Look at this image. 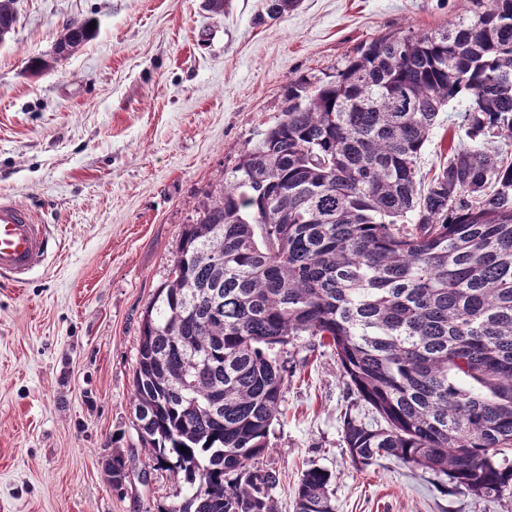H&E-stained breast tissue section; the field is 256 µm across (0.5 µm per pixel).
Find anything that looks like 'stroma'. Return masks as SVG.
<instances>
[{
  "label": "stroma",
  "instance_id": "stroma-1",
  "mask_svg": "<svg viewBox=\"0 0 512 512\" xmlns=\"http://www.w3.org/2000/svg\"><path fill=\"white\" fill-rule=\"evenodd\" d=\"M0 44V198L31 209L59 249L24 283L0 277V512H168L186 487L157 467L132 403L142 317L185 224L281 116L289 83L343 70L364 45L470 15L472 0H18ZM92 40L41 75L62 28ZM258 464L277 512L303 471L332 475L336 512H512L446 477L382 458L356 467L350 394L334 352L301 340ZM122 454L129 476L105 466Z\"/></svg>",
  "mask_w": 512,
  "mask_h": 512
}]
</instances>
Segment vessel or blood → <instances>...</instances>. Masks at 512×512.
Returning a JSON list of instances; mask_svg holds the SVG:
<instances>
[{
  "label": "vessel or blood",
  "instance_id": "vessel-or-blood-1",
  "mask_svg": "<svg viewBox=\"0 0 512 512\" xmlns=\"http://www.w3.org/2000/svg\"><path fill=\"white\" fill-rule=\"evenodd\" d=\"M51 247L47 231L34 212L0 199V275L24 282Z\"/></svg>",
  "mask_w": 512,
  "mask_h": 512
}]
</instances>
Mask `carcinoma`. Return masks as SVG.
Here are the masks:
<instances>
[{"label": "carcinoma", "mask_w": 512, "mask_h": 512, "mask_svg": "<svg viewBox=\"0 0 512 512\" xmlns=\"http://www.w3.org/2000/svg\"><path fill=\"white\" fill-rule=\"evenodd\" d=\"M0 0V44L18 21ZM299 0H269L279 17ZM94 34L65 25L33 75ZM448 156L420 158L442 109ZM184 225L142 319L132 381L141 440L180 473L168 512H275L268 448L288 346L336 352L351 460L446 476L486 502L512 490V0L474 19L366 44L335 79L301 77L281 118ZM186 451H181V448ZM112 458V485L127 479ZM332 475L305 471L295 512H336Z\"/></svg>", "instance_id": "carcinoma-1"}]
</instances>
